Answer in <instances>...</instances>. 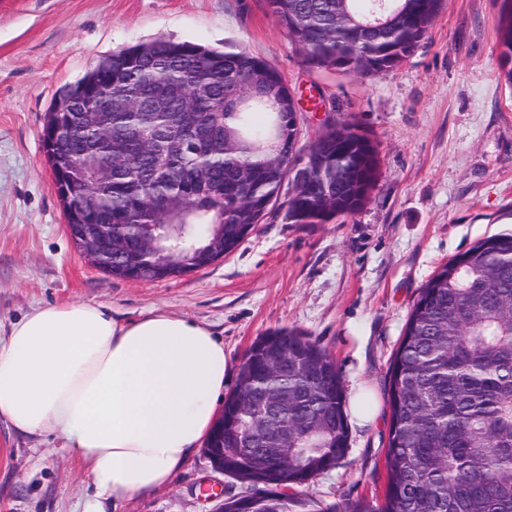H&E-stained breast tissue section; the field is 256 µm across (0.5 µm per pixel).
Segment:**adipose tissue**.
I'll return each instance as SVG.
<instances>
[{
	"label": "adipose tissue",
	"mask_w": 512,
	"mask_h": 512,
	"mask_svg": "<svg viewBox=\"0 0 512 512\" xmlns=\"http://www.w3.org/2000/svg\"><path fill=\"white\" fill-rule=\"evenodd\" d=\"M232 363L207 324L155 307L37 306L0 337V416L89 465L103 512L171 485L208 440Z\"/></svg>",
	"instance_id": "1"
}]
</instances>
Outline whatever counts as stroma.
<instances>
[{"label": "stroma", "instance_id": "1", "mask_svg": "<svg viewBox=\"0 0 512 512\" xmlns=\"http://www.w3.org/2000/svg\"><path fill=\"white\" fill-rule=\"evenodd\" d=\"M503 0H444L420 46L388 74L311 67L267 0H0V336L31 308L152 307L208 323L232 364L267 332L294 331L335 358L346 396L372 395L375 424L350 426L342 464L295 487L323 512L381 503L390 409L385 377L419 289L477 242L512 232V89L501 77ZM156 37L246 49L277 69L302 107L300 146L350 124L378 151L354 214L257 225L208 268L162 281L113 278L66 232L43 148L56 91L112 50ZM89 467L59 440L0 418V512H83ZM243 485L197 453L172 485L120 512H212Z\"/></svg>", "mask_w": 512, "mask_h": 512}]
</instances>
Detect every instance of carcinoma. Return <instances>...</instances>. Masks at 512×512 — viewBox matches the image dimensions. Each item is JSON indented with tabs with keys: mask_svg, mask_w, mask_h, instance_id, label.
Returning <instances> with one entry per match:
<instances>
[{
	"mask_svg": "<svg viewBox=\"0 0 512 512\" xmlns=\"http://www.w3.org/2000/svg\"><path fill=\"white\" fill-rule=\"evenodd\" d=\"M500 28L503 77L512 87V0ZM267 0L308 63L363 77L384 75L427 35L443 0ZM390 18L381 35L357 29ZM112 75L120 103L107 126L83 121ZM254 96L239 108L241 97ZM297 101L281 74L245 50L218 51L164 37L112 52L54 95L46 119L64 132L44 144L71 236L83 219L112 225L121 248L100 270L137 282L179 277L232 253L274 211L291 224H322L358 211L377 179L378 152L347 125L315 143L293 142ZM211 134L200 151L190 132ZM112 142V180L81 212L64 184L79 185ZM305 163L314 182L291 186ZM347 169L345 178L321 177ZM160 198L173 201L161 212ZM391 423L384 500L346 512H512V233L479 241L420 289L387 372ZM207 444L224 449V471L269 487L231 498L224 512H318L277 488L299 486L349 452L346 396L332 355L292 331L260 337L242 358L236 389Z\"/></svg>",
	"mask_w": 512,
	"mask_h": 512,
	"instance_id": "cac0c4a2",
	"label": "carcinoma"
}]
</instances>
